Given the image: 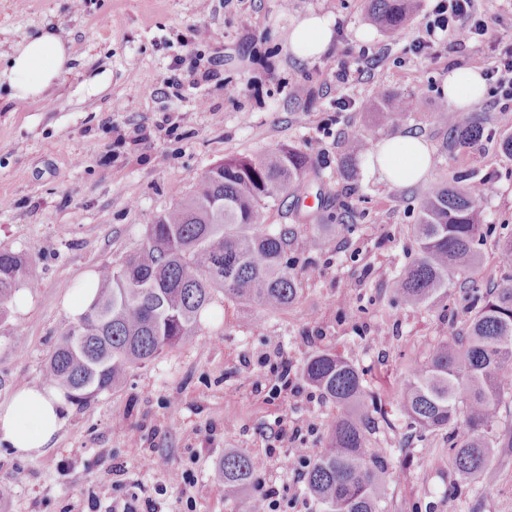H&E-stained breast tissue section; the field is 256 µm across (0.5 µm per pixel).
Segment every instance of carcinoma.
<instances>
[{
	"instance_id": "cac0c4a2",
	"label": "carcinoma",
	"mask_w": 512,
	"mask_h": 512,
	"mask_svg": "<svg viewBox=\"0 0 512 512\" xmlns=\"http://www.w3.org/2000/svg\"><path fill=\"white\" fill-rule=\"evenodd\" d=\"M420 8L421 0H364L368 19L387 35L403 30ZM416 107L415 100L382 90L365 103L383 124ZM439 121L458 148L472 147L484 134L479 119L464 112H441ZM308 164L300 151L277 146L215 165L188 196L175 191V203L148 225L139 247L121 266L102 270L95 302L47 359L46 380L87 401L194 335L220 295L268 312L293 304L299 292L287 258L293 232L260 224V207L297 194ZM486 194V180L466 173L428 190L411 227L418 257L397 275L400 303L431 305L448 295L452 279L468 278L479 261V202ZM22 283L39 287L30 260L0 252V313ZM303 374L337 408L326 445L306 467L309 490L325 512H379L387 482L401 474L387 449L369 447L377 421L369 416L372 396L362 372L342 355L319 350ZM393 394L415 426L448 431L450 462L461 478L482 476L493 461L488 434L501 405L512 400V276L490 281L484 304L463 331L448 333L425 359L407 363ZM260 467L250 452H224L217 469L224 500L237 501Z\"/></svg>"
}]
</instances>
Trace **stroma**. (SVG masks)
Segmentation results:
<instances>
[{
	"label": "stroma",
	"instance_id": "35a3bbf8",
	"mask_svg": "<svg viewBox=\"0 0 512 512\" xmlns=\"http://www.w3.org/2000/svg\"><path fill=\"white\" fill-rule=\"evenodd\" d=\"M432 5L422 0L413 22L389 38L368 24L363 0H211L205 11L198 0H86L79 10L71 0H0V72L18 42L45 28L71 56L51 100H15L0 84V251L28 256L40 282L27 313L10 305L0 318V404L21 384H44L43 366L71 324L65 293L85 271L121 263L173 204L174 189L190 193L224 159L276 146L310 158L306 202L282 196L260 209L262 224L294 233L295 303L267 313L225 302L117 388L71 401L43 454L19 458L0 447V512H139L148 498L162 512H247V499L225 502L214 479L232 449L261 459L257 480L277 490L281 512H323L293 458L295 449L322 448L336 416L303 376L306 359L327 348L382 398L386 421L371 447L411 444L407 476L389 482L383 512H512V402L489 435L490 469L473 484L450 465L445 434L411 428L387 388L474 309L471 290L456 281L429 308L396 300V274L417 252L410 226L434 184L464 173L491 179L480 203L489 230L470 278L480 288L512 275L500 249L512 236V157L500 147L512 134V106L485 94L473 110L486 134L467 150H448L437 120L448 108L449 72L487 69L512 45V0H475L490 23L485 36L419 53L412 45ZM312 13L331 15L333 37L320 57L302 61L288 39ZM199 25L219 29L220 39L189 46ZM343 66L353 74L344 84L336 79ZM378 89L419 107L396 126L376 125L362 101ZM413 133L432 152L416 184L386 183L361 164L355 177L344 174L348 137L372 147ZM319 224L333 230L320 250L306 251ZM116 414L127 433L113 431ZM130 433L139 440L133 454ZM161 456L168 465L158 470ZM187 469L190 484L181 478Z\"/></svg>",
	"mask_w": 512,
	"mask_h": 512
}]
</instances>
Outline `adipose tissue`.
Instances as JSON below:
<instances>
[{
  "instance_id": "obj_1",
  "label": "adipose tissue",
  "mask_w": 512,
  "mask_h": 512,
  "mask_svg": "<svg viewBox=\"0 0 512 512\" xmlns=\"http://www.w3.org/2000/svg\"><path fill=\"white\" fill-rule=\"evenodd\" d=\"M331 39L330 16L312 14L294 26L288 46L297 59L308 60L323 54ZM69 62L64 40L47 28L17 44L0 79L8 82L18 99L39 97L64 79ZM485 89L480 70L465 68L449 73L442 93L450 105L466 109L484 96ZM366 163L390 183L410 185L430 169L431 152L423 138L398 135L377 143ZM67 409L63 392L54 387H19L5 405H0V445L21 457L43 453L53 446Z\"/></svg>"
}]
</instances>
